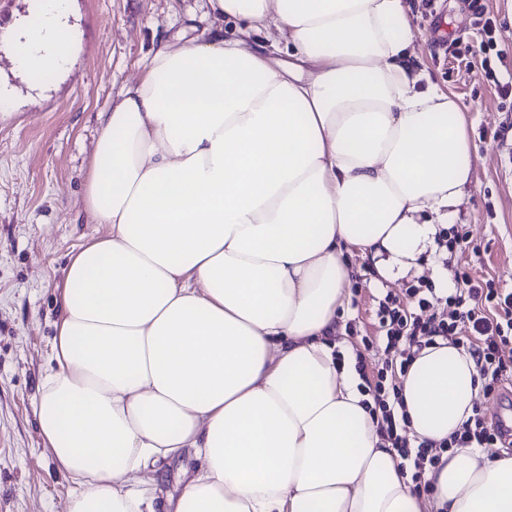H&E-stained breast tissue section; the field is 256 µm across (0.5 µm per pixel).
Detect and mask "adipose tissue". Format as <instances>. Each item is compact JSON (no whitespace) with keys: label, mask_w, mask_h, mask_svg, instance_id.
Masks as SVG:
<instances>
[{"label":"adipose tissue","mask_w":512,"mask_h":512,"mask_svg":"<svg viewBox=\"0 0 512 512\" xmlns=\"http://www.w3.org/2000/svg\"><path fill=\"white\" fill-rule=\"evenodd\" d=\"M106 112L83 204L106 234L69 257L36 406L67 512H154L141 475L193 453L168 512H512V454L451 448L416 489L380 434L336 319L356 251L418 268L473 180L454 96L421 87L403 0H207ZM67 0H31L15 67L68 56ZM276 24L275 67L219 22ZM482 382L452 344L400 380L414 442H443Z\"/></svg>","instance_id":"obj_1"}]
</instances>
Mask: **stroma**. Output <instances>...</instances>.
Wrapping results in <instances>:
<instances>
[{"mask_svg": "<svg viewBox=\"0 0 512 512\" xmlns=\"http://www.w3.org/2000/svg\"><path fill=\"white\" fill-rule=\"evenodd\" d=\"M495 24L501 56L496 76L481 65L483 34L474 3ZM418 66L452 93L470 120L477 151L468 202L452 224L469 246L450 266L512 289V9L506 0H406ZM27 0H0V89L11 113L0 120V512H67L75 483L56 469L41 438L36 403L48 366L58 289L69 255L105 227L81 206L84 174L98 136L100 112L141 75L158 41L201 36L205 0H71L74 58L70 68L38 87L12 73L9 30ZM357 273L336 322L337 338L356 349L359 374L374 383L388 359L375 319L382 293L404 295L416 280L438 285L442 263L424 254L429 274L380 278L359 254ZM198 462L183 456L150 473L159 499L175 496Z\"/></svg>", "mask_w": 512, "mask_h": 512, "instance_id": "stroma-1", "label": "stroma"}]
</instances>
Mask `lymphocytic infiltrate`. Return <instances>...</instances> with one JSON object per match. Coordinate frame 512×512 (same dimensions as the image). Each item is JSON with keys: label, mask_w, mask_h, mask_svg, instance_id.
Wrapping results in <instances>:
<instances>
[{"label": "lymphocytic infiltrate", "mask_w": 512, "mask_h": 512, "mask_svg": "<svg viewBox=\"0 0 512 512\" xmlns=\"http://www.w3.org/2000/svg\"><path fill=\"white\" fill-rule=\"evenodd\" d=\"M455 288L445 297V310L434 313L426 321L416 319L409 309L398 304L396 298L385 296L376 312L381 339L386 351L399 358L400 371H407L419 353L435 345L437 339H453L474 359L484 392L498 393L505 381L512 379V362L502 356L504 347L512 344V291L497 287L494 280L472 278L468 272L456 271ZM466 324V336H459L457 327ZM386 373H379L371 394L380 418L378 426L402 460L411 462L412 478L421 481L426 467L436 466L444 449L424 441L410 446L406 437L407 418L399 413V396L390 395ZM499 444L512 446V436L501 428L488 426L480 415L469 417L460 431L450 439L448 446L480 448Z\"/></svg>", "instance_id": "obj_1"}]
</instances>
